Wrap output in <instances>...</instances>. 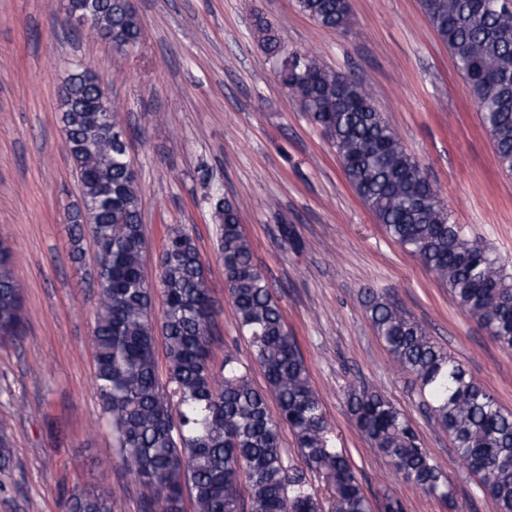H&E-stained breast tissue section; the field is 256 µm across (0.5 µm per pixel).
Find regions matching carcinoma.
Listing matches in <instances>:
<instances>
[{"label":"carcinoma","instance_id":"cac0c4a2","mask_svg":"<svg viewBox=\"0 0 512 512\" xmlns=\"http://www.w3.org/2000/svg\"><path fill=\"white\" fill-rule=\"evenodd\" d=\"M504 0H420L423 13L464 78L498 166L512 174V11ZM102 31L121 37L122 53L138 47L142 27L129 0H93ZM300 12L340 28L343 0H296ZM253 26L279 84L333 145L346 180L386 234L448 288L459 310L512 350V274L482 240L449 222L416 157L375 106L366 85L309 52L290 51L263 16ZM112 89L75 67L60 109L68 153L78 175L72 256L89 235L96 246L99 293L92 341L94 382L124 468L141 482L143 508L184 512H409L389 491L369 498L345 449L336 447L323 397L283 320L272 284L258 270L235 198L210 199L218 250L240 332L249 338L265 388L256 387L232 353L220 371L210 362L213 300L193 236L170 231L159 257L161 331L168 388L159 386L153 322L154 286L144 261L142 199L128 152L112 142L104 113L80 112L82 100L108 101ZM369 322L396 365L418 388L423 406L453 441L454 457L478 477L490 512H512V411L470 376L426 326L386 294L370 290ZM22 289L9 246L0 241V340L21 335ZM277 402L272 415L267 394ZM345 402L358 433L394 471L426 495L453 507L448 473L423 446L407 418L379 390L351 386ZM288 429L303 466L287 461ZM324 482L327 496L309 475ZM102 486L75 493L63 512H113Z\"/></svg>","mask_w":512,"mask_h":512}]
</instances>
